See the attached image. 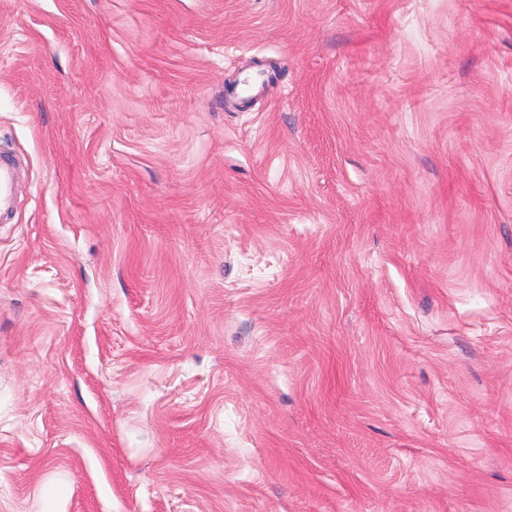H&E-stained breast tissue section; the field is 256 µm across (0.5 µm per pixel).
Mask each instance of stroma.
<instances>
[{
	"instance_id": "stroma-1",
	"label": "stroma",
	"mask_w": 512,
	"mask_h": 512,
	"mask_svg": "<svg viewBox=\"0 0 512 512\" xmlns=\"http://www.w3.org/2000/svg\"><path fill=\"white\" fill-rule=\"evenodd\" d=\"M0 512H512V0H0ZM22 170L16 157L0 149V222L14 212Z\"/></svg>"
}]
</instances>
